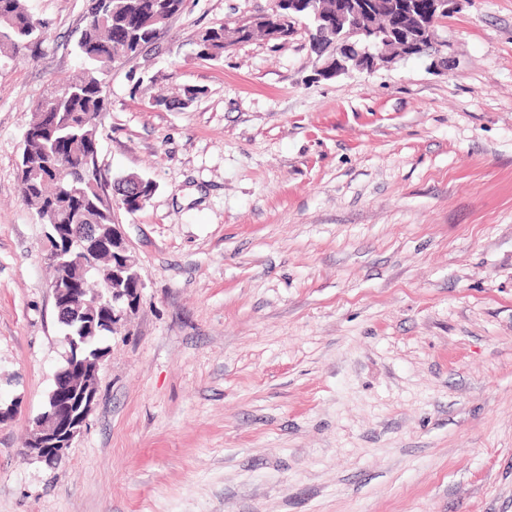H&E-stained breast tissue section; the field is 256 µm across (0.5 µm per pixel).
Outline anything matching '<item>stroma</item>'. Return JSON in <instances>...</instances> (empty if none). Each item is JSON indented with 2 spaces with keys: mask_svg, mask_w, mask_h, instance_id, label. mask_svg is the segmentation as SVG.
Wrapping results in <instances>:
<instances>
[{
  "mask_svg": "<svg viewBox=\"0 0 512 512\" xmlns=\"http://www.w3.org/2000/svg\"><path fill=\"white\" fill-rule=\"evenodd\" d=\"M25 6L46 35L0 57V512H512V0H460L444 72L320 78L303 21L198 57L273 0H184L116 60L97 161L156 185L112 212L143 286L54 467L19 454L68 344L17 163L90 0ZM261 21H265V19L238 22L233 27L228 23H224V25H220L219 27L207 29L201 34L197 41L199 48L198 56L206 60H215L223 57L224 51L228 49L224 44V33L227 34L230 31H235L243 27L254 28Z\"/></svg>",
  "mask_w": 512,
  "mask_h": 512,
  "instance_id": "obj_1",
  "label": "stroma"
}]
</instances>
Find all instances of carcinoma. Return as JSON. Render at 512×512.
Instances as JSON below:
<instances>
[{
    "mask_svg": "<svg viewBox=\"0 0 512 512\" xmlns=\"http://www.w3.org/2000/svg\"><path fill=\"white\" fill-rule=\"evenodd\" d=\"M96 20L87 24L77 44L82 62L79 77L57 82L53 94L35 107L23 135L19 164L21 192L43 224H110L112 209L103 200L97 165L98 123L107 110L105 77L115 57L135 56L156 38L183 0H91ZM333 0H313V8L288 16L281 9L268 15L271 30L286 38L299 19L317 30L319 23L336 24V16L316 21L311 10ZM426 0L413 7L400 3L379 20L396 27L410 9L422 15ZM44 24L25 8L23 0H0V56L17 58L33 51ZM198 56L223 57L224 26L207 29L197 41ZM70 242L54 232L47 235V253L69 251Z\"/></svg>",
    "mask_w": 512,
    "mask_h": 512,
    "instance_id": "carcinoma-1",
    "label": "carcinoma"
}]
</instances>
